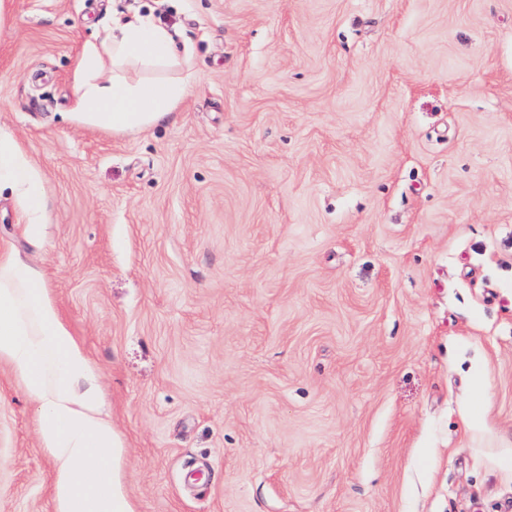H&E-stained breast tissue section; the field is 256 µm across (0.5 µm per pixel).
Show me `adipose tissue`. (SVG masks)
Masks as SVG:
<instances>
[{
  "label": "adipose tissue",
  "instance_id": "1",
  "mask_svg": "<svg viewBox=\"0 0 512 512\" xmlns=\"http://www.w3.org/2000/svg\"><path fill=\"white\" fill-rule=\"evenodd\" d=\"M170 31L148 19L113 18L103 45L89 44L78 66L76 109L69 120L130 134L169 118L186 96L184 84L131 82L122 66L178 60ZM112 77L101 78L104 61ZM10 193L38 236L44 197L38 171L14 136L0 129V194ZM0 364L7 365L40 411L39 442L53 466L54 512H135L120 479L126 453L112 429L99 374L62 319L42 272L0 254Z\"/></svg>",
  "mask_w": 512,
  "mask_h": 512
}]
</instances>
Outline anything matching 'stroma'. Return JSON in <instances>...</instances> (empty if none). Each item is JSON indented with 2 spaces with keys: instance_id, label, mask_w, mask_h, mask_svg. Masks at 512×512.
<instances>
[{
  "instance_id": "stroma-1",
  "label": "stroma",
  "mask_w": 512,
  "mask_h": 512,
  "mask_svg": "<svg viewBox=\"0 0 512 512\" xmlns=\"http://www.w3.org/2000/svg\"><path fill=\"white\" fill-rule=\"evenodd\" d=\"M0 129L98 367L136 512H512L463 426L512 431V0H0ZM184 50L134 135L65 120L111 16ZM0 365V512H53Z\"/></svg>"
}]
</instances>
